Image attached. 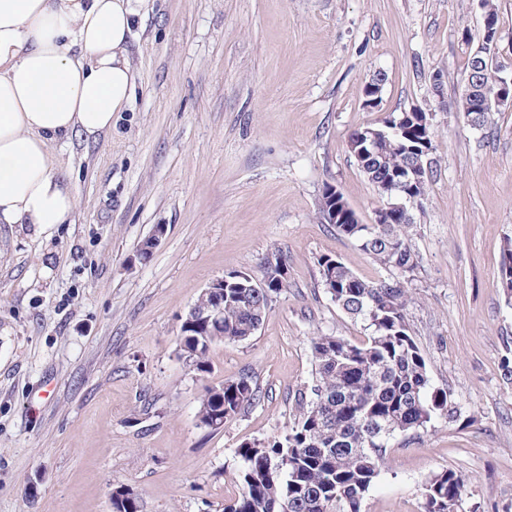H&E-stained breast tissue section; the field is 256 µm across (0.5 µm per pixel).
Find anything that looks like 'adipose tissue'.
<instances>
[{
    "label": "adipose tissue",
    "instance_id": "adipose-tissue-1",
    "mask_svg": "<svg viewBox=\"0 0 512 512\" xmlns=\"http://www.w3.org/2000/svg\"><path fill=\"white\" fill-rule=\"evenodd\" d=\"M148 0H0V224H62L76 200L49 141L94 138L134 84L128 42Z\"/></svg>",
    "mask_w": 512,
    "mask_h": 512
}]
</instances>
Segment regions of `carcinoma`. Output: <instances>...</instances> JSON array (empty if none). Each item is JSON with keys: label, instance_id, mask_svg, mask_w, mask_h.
Segmentation results:
<instances>
[{"label": "carcinoma", "instance_id": "carcinoma-1", "mask_svg": "<svg viewBox=\"0 0 512 512\" xmlns=\"http://www.w3.org/2000/svg\"><path fill=\"white\" fill-rule=\"evenodd\" d=\"M480 41L468 68L473 70L482 61L481 79L492 87L501 76L499 39L483 34ZM456 104L468 125L482 127L487 122V113L469 111L470 102L460 98ZM402 116L392 112L381 125L370 127L378 132L376 150L355 158L385 204L390 187L399 181L398 171L409 167L417 155L431 158L433 150L432 132H414L413 123L409 131H393L391 123ZM333 206L339 215L356 216L341 192L334 197L322 193L319 213ZM411 224L410 218L394 224H334L339 234L354 240L394 276L369 282L337 257H319L325 293L351 319L363 323L368 334L361 343L326 333L311 338L310 394L299 393L284 438L245 442L237 448L241 489L224 512H362L391 440L420 436L438 411L450 424L459 420L460 412L448 398H428L427 364L407 322L408 278L419 264L409 243ZM280 268H288V255L277 250L265 257L259 282L247 273L225 275L220 324L182 319L180 357L192 371L200 376L210 372L214 346L243 343L255 335L273 298L288 289V279L275 277ZM498 283L511 301V242L503 248ZM260 398L250 377L227 378L204 386L196 416L201 426L217 431L221 421L243 413ZM465 485V476L456 470L434 474L425 484L423 512H461ZM112 512H140L138 497L112 499Z\"/></svg>", "mask_w": 512, "mask_h": 512}]
</instances>
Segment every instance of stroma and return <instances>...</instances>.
Instances as JSON below:
<instances>
[{
    "label": "stroma",
    "mask_w": 512,
    "mask_h": 512,
    "mask_svg": "<svg viewBox=\"0 0 512 512\" xmlns=\"http://www.w3.org/2000/svg\"><path fill=\"white\" fill-rule=\"evenodd\" d=\"M481 0H150L129 46L134 92L112 128L50 142L76 198L67 224H0V512H112L122 482L140 512H224L240 444L284 435L311 384L315 333L366 336L325 294L317 260L391 278L324 223V184L363 223L382 201L350 133L421 109L434 177L412 208L419 257L406 311L430 396L458 422L397 437L363 512H423V487L452 468L465 507L512 512V304L497 285L512 240V106L486 127L453 106L479 34ZM384 74L377 107L365 87ZM148 259L137 249L156 225ZM287 253L288 290L255 335L179 355L181 319L229 272L261 278ZM251 377L261 399L213 432L204 385Z\"/></svg>",
    "instance_id": "1"
}]
</instances>
